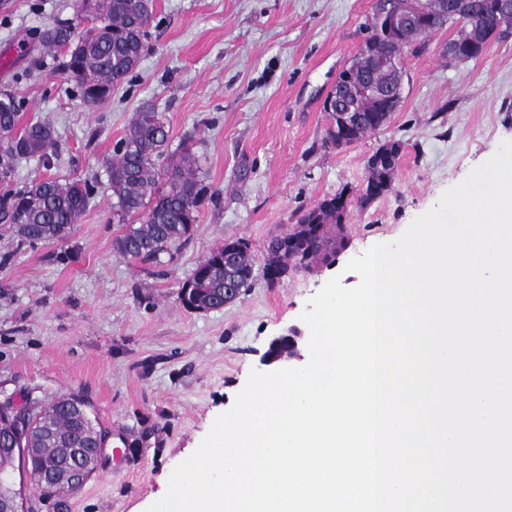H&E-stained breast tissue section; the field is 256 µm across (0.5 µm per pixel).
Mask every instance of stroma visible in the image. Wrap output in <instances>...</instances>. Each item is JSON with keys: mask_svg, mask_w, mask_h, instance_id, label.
I'll list each match as a JSON object with an SVG mask.
<instances>
[{"mask_svg": "<svg viewBox=\"0 0 512 512\" xmlns=\"http://www.w3.org/2000/svg\"><path fill=\"white\" fill-rule=\"evenodd\" d=\"M370 0H155L148 47L106 101L90 106L64 78V53L37 29L77 18L76 0H0V88L57 134L51 165L21 160L12 178L95 185L69 234L25 243L0 226V401L47 405L81 398L105 441L75 493L44 496L22 474L25 512H146L172 470L229 410L268 342L299 325L332 277L359 282L347 263L399 238L449 187L512 141V38L449 63L453 29L403 55L402 100L379 129L332 144L322 107L339 68L364 37ZM78 19V18H77ZM27 78L15 82L16 72ZM160 112L171 147L192 144L213 192L190 238L163 263L114 246L105 161L142 105ZM398 141L391 188L362 201L369 154ZM347 192L348 246L334 265L256 278L222 309L184 306L180 291L224 239H244L256 266L325 197Z\"/></svg>", "mask_w": 512, "mask_h": 512, "instance_id": "stroma-1", "label": "stroma"}]
</instances>
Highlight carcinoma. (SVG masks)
I'll list each match as a JSON object with an SVG mask.
<instances>
[{
    "mask_svg": "<svg viewBox=\"0 0 512 512\" xmlns=\"http://www.w3.org/2000/svg\"><path fill=\"white\" fill-rule=\"evenodd\" d=\"M454 0H422L427 16L437 28H457L454 41L478 40L479 28L465 15L453 12ZM79 10L91 14L100 25L75 34V27L47 25L36 32L44 47L65 48L63 71L83 100L95 105L112 94L139 64L147 47L153 0H80ZM22 102L8 88L0 89V225H5L19 240L28 243L60 240L63 229L77 222L92 198L95 186L80 179L55 177L34 180L21 188L11 187L15 164L24 157H37L50 163L56 151L55 131L45 122L20 125ZM109 188L115 199L113 216L127 225L115 240L125 256L158 263L172 254L190 237V226L199 223L210 194L201 172L199 157L184 144L169 150V134L161 113L142 107L132 118L126 135L119 140L112 158L106 160ZM392 167L369 169L366 187L371 197L386 193L393 179ZM339 224L338 197L325 198L307 211L290 231L271 239L266 247L264 269L286 272L289 267L311 269L336 256V228ZM255 259L246 247L224 261L221 250L199 262L194 287L208 300L224 298V286L252 287L249 275ZM54 435L72 437L80 447L98 439L97 428L84 402L69 395L46 409L38 408L20 438L17 456L0 461V469H19L29 473L34 483L43 474L44 464L58 460L69 468L52 440ZM44 494L74 493L79 487L58 480L41 485Z\"/></svg>",
    "mask_w": 512,
    "mask_h": 512,
    "instance_id": "1",
    "label": "carcinoma"
}]
</instances>
